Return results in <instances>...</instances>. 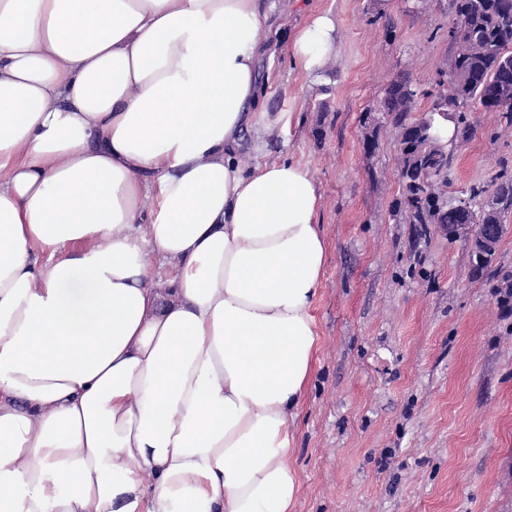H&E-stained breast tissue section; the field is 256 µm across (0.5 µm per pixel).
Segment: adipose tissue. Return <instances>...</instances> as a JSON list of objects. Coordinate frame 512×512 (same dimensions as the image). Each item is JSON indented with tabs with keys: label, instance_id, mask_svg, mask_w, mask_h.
Masks as SVG:
<instances>
[{
	"label": "adipose tissue",
	"instance_id": "ef3b65f1",
	"mask_svg": "<svg viewBox=\"0 0 512 512\" xmlns=\"http://www.w3.org/2000/svg\"><path fill=\"white\" fill-rule=\"evenodd\" d=\"M276 10L0 0V512H293L327 241L264 151Z\"/></svg>",
	"mask_w": 512,
	"mask_h": 512
}]
</instances>
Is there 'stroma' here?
<instances>
[{
  "label": "stroma",
  "instance_id": "1",
  "mask_svg": "<svg viewBox=\"0 0 512 512\" xmlns=\"http://www.w3.org/2000/svg\"><path fill=\"white\" fill-rule=\"evenodd\" d=\"M279 0L262 109L290 112L268 134L269 156L308 166L328 242L312 307L319 337L295 419L294 512H512V308L489 273L473 275L471 241L431 231L415 241L393 204L399 138L364 121L401 72L428 108L448 69L450 0ZM336 22L341 52L320 77L293 64L288 43L309 13ZM454 144L449 201L512 170V128L469 115Z\"/></svg>",
  "mask_w": 512,
  "mask_h": 512
}]
</instances>
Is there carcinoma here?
Here are the masks:
<instances>
[{"label": "carcinoma", "instance_id": "obj_1", "mask_svg": "<svg viewBox=\"0 0 512 512\" xmlns=\"http://www.w3.org/2000/svg\"><path fill=\"white\" fill-rule=\"evenodd\" d=\"M451 29L463 27L461 37L451 42L448 67L457 80L448 91L433 98L430 107L417 108V90L412 79L402 74L385 89L379 111L398 131L400 145V198L394 204L405 211L417 238L430 234L436 224L453 240L469 225L493 224L498 238L507 231L504 221L512 214V172L504 169L492 191L482 186L469 196L448 202L443 187L448 185L451 151L435 140L440 113H448L458 137L467 141L474 133L468 113L494 110L512 127V0H450ZM497 249L472 239L471 266L476 273L491 267ZM493 287L512 290V269L498 267L492 274Z\"/></svg>", "mask_w": 512, "mask_h": 512}]
</instances>
